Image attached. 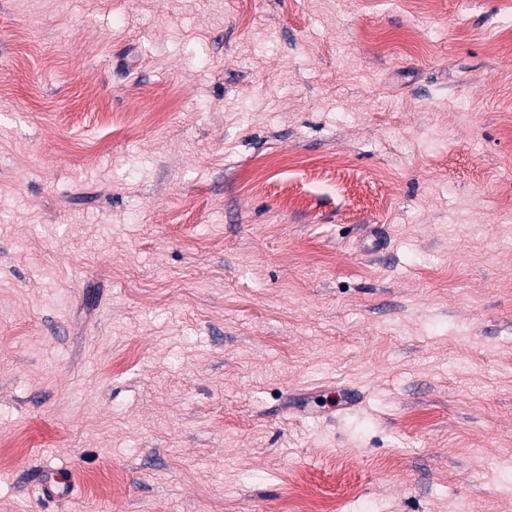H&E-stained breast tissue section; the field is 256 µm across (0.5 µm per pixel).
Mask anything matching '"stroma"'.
<instances>
[{
    "instance_id": "stroma-1",
    "label": "stroma",
    "mask_w": 512,
    "mask_h": 512,
    "mask_svg": "<svg viewBox=\"0 0 512 512\" xmlns=\"http://www.w3.org/2000/svg\"><path fill=\"white\" fill-rule=\"evenodd\" d=\"M511 38L0 0V512H512Z\"/></svg>"
}]
</instances>
